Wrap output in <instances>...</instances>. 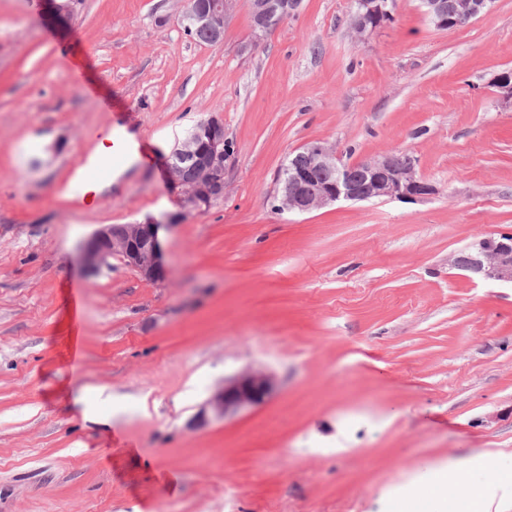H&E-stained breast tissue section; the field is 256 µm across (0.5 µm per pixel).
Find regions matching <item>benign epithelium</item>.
Masks as SVG:
<instances>
[{
    "label": "benign epithelium",
    "mask_w": 512,
    "mask_h": 512,
    "mask_svg": "<svg viewBox=\"0 0 512 512\" xmlns=\"http://www.w3.org/2000/svg\"><path fill=\"white\" fill-rule=\"evenodd\" d=\"M493 0H460L461 8L448 14L443 0H420L423 13L433 25L442 30H455L467 25L491 8ZM355 9L350 18V28L362 40L392 16L388 0H354ZM236 5V0H204L193 13V21L207 30L214 42L224 40L226 20ZM301 0H249L253 19V37L246 49H256L271 32L268 16L277 11L292 16ZM491 86L499 97L512 104V72L501 71L491 79ZM232 153L224 134L221 115L211 114L200 120L192 131L172 151L169 172L183 193L182 207L186 211L201 210L224 196V169ZM189 161L196 168L191 183L181 178L179 163ZM363 170L367 192L363 193L350 179L346 167L337 153L336 146L318 141L293 159L288 177L281 187L280 208L289 212L307 213L336 205L340 202L420 201L435 192V187L418 172L415 163L403 167L398 152L390 151L381 156L357 162ZM316 166L336 168V180L317 186L306 185L310 170ZM160 223L107 224L95 231L82 248L84 263L92 268L108 264L112 257L119 258L126 266L136 270L143 278L154 281L165 277L163 251L159 240ZM448 265L469 274L471 278L512 284V233L482 238L466 249L451 255ZM274 389L271 374L260 369H249L225 383L204 404L198 413L200 420L211 415L223 419L238 411L263 403Z\"/></svg>",
    "instance_id": "benign-epithelium-1"
}]
</instances>
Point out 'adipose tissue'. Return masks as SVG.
<instances>
[{
	"label": "adipose tissue",
	"mask_w": 512,
	"mask_h": 512,
	"mask_svg": "<svg viewBox=\"0 0 512 512\" xmlns=\"http://www.w3.org/2000/svg\"><path fill=\"white\" fill-rule=\"evenodd\" d=\"M498 452L449 459L429 469L405 485V492L424 499L429 512H448L449 499L462 501V512H512V474L499 473L496 479L484 474Z\"/></svg>",
	"instance_id": "ef3b65f1"
}]
</instances>
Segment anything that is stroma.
Returning <instances> with one entry per match:
<instances>
[{
  "label": "stroma",
  "instance_id": "obj_1",
  "mask_svg": "<svg viewBox=\"0 0 512 512\" xmlns=\"http://www.w3.org/2000/svg\"><path fill=\"white\" fill-rule=\"evenodd\" d=\"M185 8L0 0V512H427L393 487L482 448L512 468V285L448 265L512 232V106L490 85L512 0L452 32L396 0L362 41L353 0H302L251 52L247 0L212 46ZM213 113L224 197L186 214L167 162ZM117 128L150 160L71 189ZM317 140L350 163L406 150L436 192L275 210ZM149 219L164 280L82 262L100 226ZM248 367L272 396L197 424Z\"/></svg>",
  "mask_w": 512,
  "mask_h": 512
}]
</instances>
